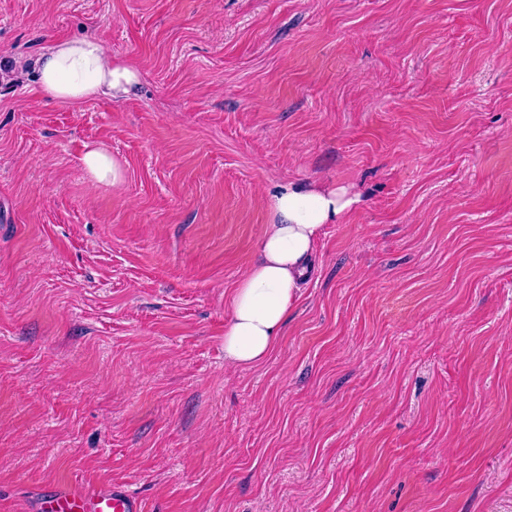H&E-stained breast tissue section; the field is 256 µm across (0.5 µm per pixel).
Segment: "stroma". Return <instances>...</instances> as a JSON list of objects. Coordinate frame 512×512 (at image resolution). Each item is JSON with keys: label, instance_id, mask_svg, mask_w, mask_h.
<instances>
[{"label": "stroma", "instance_id": "35a3bbf8", "mask_svg": "<svg viewBox=\"0 0 512 512\" xmlns=\"http://www.w3.org/2000/svg\"><path fill=\"white\" fill-rule=\"evenodd\" d=\"M86 36L136 96L19 78ZM288 181L359 202L237 369L231 293ZM60 482L512 512V0H0V512ZM82 162L93 180L98 183L115 184L123 179V169L120 164L101 148L87 147Z\"/></svg>", "mask_w": 512, "mask_h": 512}]
</instances>
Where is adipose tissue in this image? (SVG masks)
<instances>
[{
    "label": "adipose tissue",
    "instance_id": "obj_1",
    "mask_svg": "<svg viewBox=\"0 0 512 512\" xmlns=\"http://www.w3.org/2000/svg\"><path fill=\"white\" fill-rule=\"evenodd\" d=\"M41 94L65 103L98 97L126 99L140 83L137 68L113 59L97 37L56 41L32 64ZM358 202L345 188L288 182L270 196L272 224L259 242L258 258L237 282L224 328V360L250 368L274 350L288 313L308 278L327 225Z\"/></svg>",
    "mask_w": 512,
    "mask_h": 512
}]
</instances>
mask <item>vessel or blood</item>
I'll return each mask as SVG.
<instances>
[{
	"mask_svg": "<svg viewBox=\"0 0 512 512\" xmlns=\"http://www.w3.org/2000/svg\"><path fill=\"white\" fill-rule=\"evenodd\" d=\"M43 501L51 512H142L138 498L118 485H106L88 492L69 485L48 491Z\"/></svg>",
	"mask_w": 512,
	"mask_h": 512,
	"instance_id": "obj_1",
	"label": "vessel or blood"
}]
</instances>
